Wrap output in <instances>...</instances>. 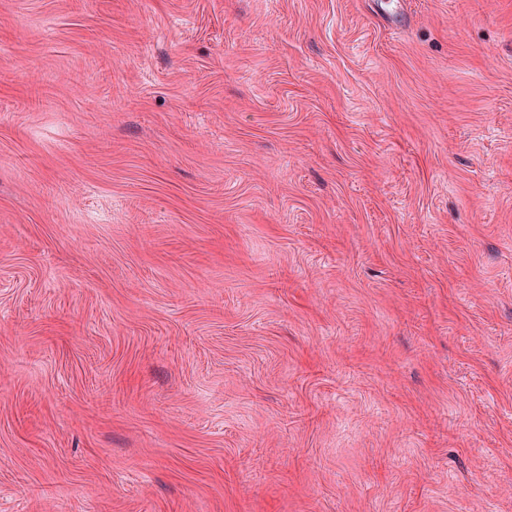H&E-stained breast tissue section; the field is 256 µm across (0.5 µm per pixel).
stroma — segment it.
Wrapping results in <instances>:
<instances>
[{
  "label": "stroma",
  "instance_id": "35a3bbf8",
  "mask_svg": "<svg viewBox=\"0 0 512 512\" xmlns=\"http://www.w3.org/2000/svg\"><path fill=\"white\" fill-rule=\"evenodd\" d=\"M0 512H512V0H0Z\"/></svg>",
  "mask_w": 512,
  "mask_h": 512
}]
</instances>
